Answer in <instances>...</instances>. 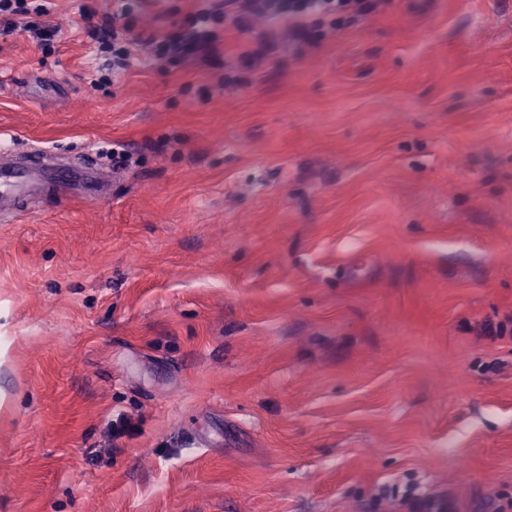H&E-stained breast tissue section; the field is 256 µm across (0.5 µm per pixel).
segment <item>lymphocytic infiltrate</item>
<instances>
[{"mask_svg":"<svg viewBox=\"0 0 512 512\" xmlns=\"http://www.w3.org/2000/svg\"><path fill=\"white\" fill-rule=\"evenodd\" d=\"M54 0H0V36L11 35L16 27L30 32L40 46L53 43L58 35L50 18ZM112 18L102 24L92 22L91 11H84L83 32L97 48L101 62L97 67L99 77L91 81V90H98L106 83L114 69L126 67L140 49H149L154 55L169 58L193 59L212 55L216 39L210 29L216 18L231 14L235 28L255 31L262 40L250 57L257 67L269 63L283 49L301 44L311 28L314 14H332L349 11L361 14L365 0H307L304 11H291L286 0H219L218 4L196 11L190 27L160 39L147 29L130 23L131 0H117Z\"/></svg>","mask_w":512,"mask_h":512,"instance_id":"f902f5d3","label":"lymphocytic infiltrate"}]
</instances>
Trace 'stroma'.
Returning a JSON list of instances; mask_svg holds the SVG:
<instances>
[{"instance_id": "obj_1", "label": "stroma", "mask_w": 512, "mask_h": 512, "mask_svg": "<svg viewBox=\"0 0 512 512\" xmlns=\"http://www.w3.org/2000/svg\"><path fill=\"white\" fill-rule=\"evenodd\" d=\"M112 3L0 37L13 152L109 175L0 222V512L512 503V0L326 16L260 70L223 31L92 95Z\"/></svg>"}]
</instances>
